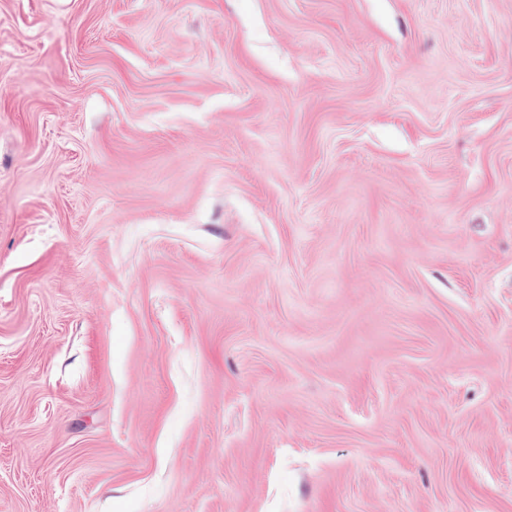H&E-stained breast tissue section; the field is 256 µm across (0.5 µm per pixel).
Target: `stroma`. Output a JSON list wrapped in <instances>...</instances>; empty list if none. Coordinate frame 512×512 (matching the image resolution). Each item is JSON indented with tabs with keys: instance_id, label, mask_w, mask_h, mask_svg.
<instances>
[{
	"instance_id": "1",
	"label": "stroma",
	"mask_w": 512,
	"mask_h": 512,
	"mask_svg": "<svg viewBox=\"0 0 512 512\" xmlns=\"http://www.w3.org/2000/svg\"><path fill=\"white\" fill-rule=\"evenodd\" d=\"M0 512H512V0H0Z\"/></svg>"
}]
</instances>
